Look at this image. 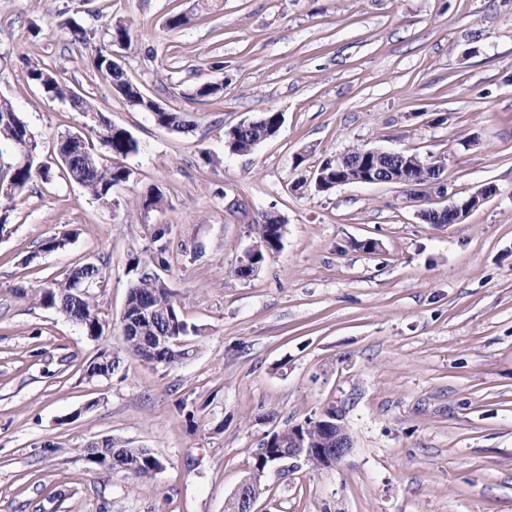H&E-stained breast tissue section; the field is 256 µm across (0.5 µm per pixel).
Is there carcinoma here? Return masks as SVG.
<instances>
[{"instance_id": "cac0c4a2", "label": "carcinoma", "mask_w": 512, "mask_h": 512, "mask_svg": "<svg viewBox=\"0 0 512 512\" xmlns=\"http://www.w3.org/2000/svg\"><path fill=\"white\" fill-rule=\"evenodd\" d=\"M90 66L96 74L110 82L129 106L143 112H151L150 101L142 95L140 87L125 76L123 69L115 66L111 51H96L90 60ZM27 78L48 97L72 103L73 109L77 112L94 113L98 116L99 122L91 129L90 136L97 140L104 153L97 152L94 145L88 143L73 147L69 138L59 139L55 149L62 163V175L66 180L81 186L98 201H109L112 191L125 185L130 179L131 172L124 164V159L138 152L137 141L128 130L113 124L88 97L70 87L61 77L59 70L32 65L27 70ZM152 116L157 125L169 130L182 131L187 128V121L182 112H152ZM282 123V113L265 110L253 120V123L225 130V146L233 153H248L259 143L276 136ZM1 145L6 146L17 157V162L9 168L6 178L0 181L2 225L8 221L10 202L14 195L38 178L48 179L49 170L33 160H24V155L33 152L35 145L27 124L14 111L0 110ZM361 152L362 148L352 147L343 153L331 154L323 159L324 173L329 175L328 188H334L333 182L336 181V177L345 175L347 167ZM162 207V192L153 188L147 191L141 201L142 210L148 212ZM249 232L260 244V250L251 259L250 266L235 271L241 279L254 277L267 257L280 250L284 225L279 223V218L263 214L249 225ZM133 270L136 271V277L131 280L128 288L125 318L134 323L133 330L135 335L139 336V353L158 363L172 365L180 361L185 352L180 348L159 349V337L187 336L191 332H197V329L189 326L181 318L171 300V294L148 268L140 266V260L134 261ZM71 273L83 278L87 283H97L105 278V268L91 262L76 265ZM34 293L42 306L63 313L86 335H96L93 314L98 310V304L91 291L76 293L70 280L66 278L37 288ZM118 365V356L102 350L87 364L85 375L90 380L98 379L102 377L101 368H106V373L110 374ZM318 421L330 424V427L319 431L320 436L327 439L333 437L335 427L332 423L336 422V407L325 408L318 417L308 419L305 425ZM85 459L89 471L96 475L121 473L126 478L138 482L154 479L157 469L162 467V461L149 450L131 447L110 436L86 448Z\"/></svg>"}]
</instances>
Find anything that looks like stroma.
Returning a JSON list of instances; mask_svg holds the SVG:
<instances>
[{
  "label": "stroma",
  "instance_id": "35a3bbf8",
  "mask_svg": "<svg viewBox=\"0 0 512 512\" xmlns=\"http://www.w3.org/2000/svg\"><path fill=\"white\" fill-rule=\"evenodd\" d=\"M179 12L188 23L167 28ZM118 22L127 77L190 113L188 130L92 78ZM35 64L62 68L138 151L110 202L37 181L0 229V512H225L259 442L331 405L351 455L271 471L257 512H512V0H212L205 12L197 0H0V98L46 162L90 117L34 87ZM206 82L223 95L192 98ZM266 109L283 115L277 136L225 151V128ZM354 145L446 160L447 198L318 190L313 169ZM489 184L462 223L418 216ZM154 187L165 206L141 210ZM270 211L282 246L240 279L248 226ZM62 234L65 247L41 251ZM136 258L196 329L178 363L124 347ZM88 261L107 272L97 340L31 297ZM104 348L120 365L88 380ZM106 436L149 448L163 470L93 475L84 449Z\"/></svg>",
  "mask_w": 512,
  "mask_h": 512
}]
</instances>
